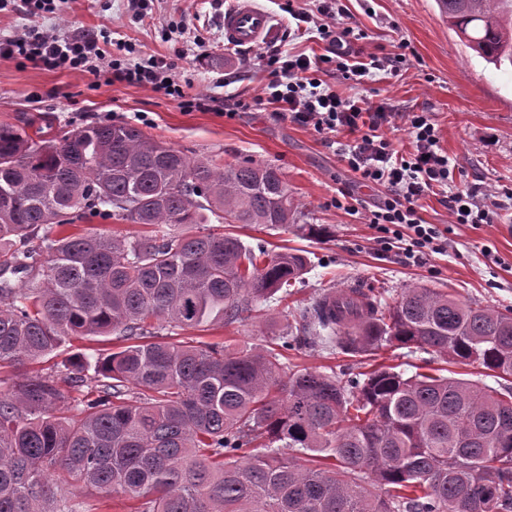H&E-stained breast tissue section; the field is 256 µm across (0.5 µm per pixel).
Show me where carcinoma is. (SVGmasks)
Returning a JSON list of instances; mask_svg holds the SVG:
<instances>
[{
  "label": "carcinoma",
  "instance_id": "1",
  "mask_svg": "<svg viewBox=\"0 0 512 512\" xmlns=\"http://www.w3.org/2000/svg\"><path fill=\"white\" fill-rule=\"evenodd\" d=\"M487 64L512 67V0H435ZM103 215L137 236L67 234ZM292 224L281 169L216 166L130 125L34 140L0 123V367L48 360L0 395V512H85L82 490L129 512H512V391L381 365L344 378L287 369L286 336L231 352L160 331L242 320L303 275L297 252L186 224ZM326 296L312 343L353 355L423 351L512 377V308L423 286ZM124 345L61 357L73 336ZM86 388L66 408L60 383Z\"/></svg>",
  "mask_w": 512,
  "mask_h": 512
}]
</instances>
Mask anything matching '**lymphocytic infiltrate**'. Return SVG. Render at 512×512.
Here are the masks:
<instances>
[{
  "mask_svg": "<svg viewBox=\"0 0 512 512\" xmlns=\"http://www.w3.org/2000/svg\"><path fill=\"white\" fill-rule=\"evenodd\" d=\"M319 15L299 13L298 23L315 24L326 52L318 58L293 55L282 47L268 49L263 61L272 77L256 103L272 109L277 120H288L312 129L327 144L338 145V154L354 173L358 184L379 186L383 194L375 208L366 209L364 220L375 231L377 251L396 252L407 266L422 264L432 253H442L448 238L437 225L424 221L420 201L429 195L440 197L452 223L491 224L499 210L512 201V191L491 202L479 200L471 190L449 191L448 181L455 166L440 146L441 132L429 113L402 112L387 103L375 104L362 96L343 97L319 77L324 67L335 66L344 79L359 83L371 70L397 71L405 55L371 57L361 62L354 43V29L338 0H320ZM110 38L108 29L60 35L28 27L0 38V56L19 60L21 65L46 70H79L103 73L107 80L125 82L164 94L186 111L198 108L195 97L185 93L176 79L175 66L163 58L134 60V48L125 40H113L116 52L106 55L102 43ZM404 127L413 150L403 154L386 137L389 128ZM352 134L340 145L336 135Z\"/></svg>",
  "mask_w": 512,
  "mask_h": 512,
  "instance_id": "obj_1",
  "label": "lymphocytic infiltrate"
}]
</instances>
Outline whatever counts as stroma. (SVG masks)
<instances>
[{"instance_id":"stroma-1","label":"stroma","mask_w":512,"mask_h":512,"mask_svg":"<svg viewBox=\"0 0 512 512\" xmlns=\"http://www.w3.org/2000/svg\"><path fill=\"white\" fill-rule=\"evenodd\" d=\"M278 30L275 44L316 57L326 44L316 33L297 30L290 12L316 13L318 0H257ZM351 26L366 37L365 53L377 57L405 54L395 75L377 73L361 84L332 72L323 79L342 96L362 95L399 110L429 112L438 125L441 147L456 161L454 187L477 195L512 190V70L495 69L476 57L449 30L434 0H341ZM223 7L215 0H154L140 21L127 12L126 0H63L57 14L40 19L41 28L68 35L108 28L136 47L141 59L174 62L188 94L203 108L183 111L169 97L136 85L109 82L88 72L48 71L20 67L0 57V122L25 127L32 137L90 124L138 125L146 135L180 149L194 159L229 164L243 159L278 166L288 181L301 224H324L327 238L307 237L301 224L275 230L231 224L228 232L244 244L271 251H301L307 257L302 278L288 289L286 300L260 303L255 317L194 330L191 337L220 343L236 352L269 345L272 336L295 335L300 315L323 293L350 288L383 291L395 301L404 288L422 284L495 309L512 307V208L495 223L473 227L452 223L448 208L436 196L422 200L421 216L448 232V249L430 254L424 264L408 267L394 255L377 252L374 229L359 215L329 201L354 175L334 149L313 130L278 121L262 110L224 115L226 105L261 94L269 79L261 55L266 44L233 46L222 28ZM384 363L407 374L446 369L448 375L479 380L502 389L503 379L470 365H448L422 351L382 350L376 355H347L329 348L288 353L292 369L350 374Z\"/></svg>"}]
</instances>
